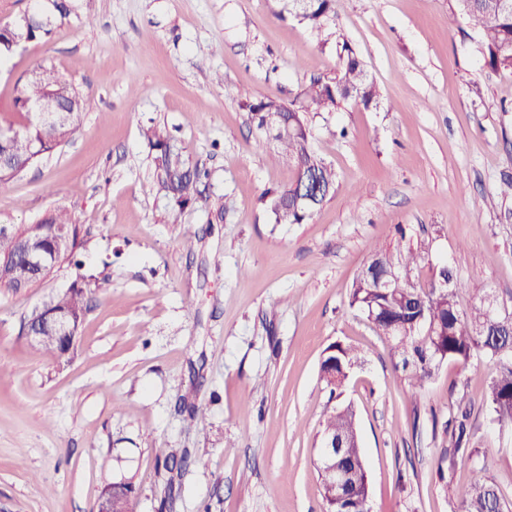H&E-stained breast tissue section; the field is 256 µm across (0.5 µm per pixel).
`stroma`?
<instances>
[{
  "instance_id": "stroma-1",
  "label": "stroma",
  "mask_w": 512,
  "mask_h": 512,
  "mask_svg": "<svg viewBox=\"0 0 512 512\" xmlns=\"http://www.w3.org/2000/svg\"><path fill=\"white\" fill-rule=\"evenodd\" d=\"M49 39L0 69V116L54 66L89 100L80 135L0 183V224L61 208L83 230L81 267L0 291V512H97L109 483H132L134 512H325L318 432L352 405L372 512H451L437 479L451 387L478 396L492 365H444L424 389L395 372L348 305L372 245L429 241L415 281L441 262L512 306V70L486 67L453 0H335L318 34L278 0H78ZM350 44L377 106L310 114L311 146L334 165L332 197L300 224L262 201L287 161L258 149L248 99L292 102L334 76ZM206 175L184 208L159 191L147 126ZM195 234L193 249L184 238ZM99 286L73 350L33 349L24 321L85 277ZM364 362L330 398L325 349ZM189 396L197 418L179 412ZM469 423L493 448L490 474L512 501V436L482 405ZM202 465L170 475L162 454Z\"/></svg>"
}]
</instances>
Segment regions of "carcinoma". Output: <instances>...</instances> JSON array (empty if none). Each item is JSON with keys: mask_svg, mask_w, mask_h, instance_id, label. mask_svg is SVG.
I'll return each instance as SVG.
<instances>
[{"mask_svg": "<svg viewBox=\"0 0 512 512\" xmlns=\"http://www.w3.org/2000/svg\"><path fill=\"white\" fill-rule=\"evenodd\" d=\"M334 0H313L300 22L321 33L333 23ZM453 16L464 18L478 34V45L485 64L494 69H512V6L506 0H454ZM50 22L41 26L20 17L13 25L0 28V64L9 57L14 39L35 40L53 32L55 22L75 13L69 0L54 5ZM336 75L316 79L306 85L299 100L288 105L275 101L247 100L256 128L265 132L267 113H279L280 132L258 141L265 147L273 140L280 154L294 169V178L286 186L265 195V204L277 224H300L309 218L334 192L336 172L311 149V132L307 114L333 112L344 102L354 100L364 107L377 103L379 92L370 80L353 49L343 45ZM54 94L64 103L66 111L53 123L37 122L30 117L28 106ZM86 99L53 67H43L38 76L27 81L14 99V112L19 120H1L0 129L12 132L10 140L0 144L7 164L0 167V183L9 182L32 166L38 157L58 144L74 139L81 130V115ZM145 135L157 150L154 166L158 185L178 207L195 200L196 183L201 177L197 168L187 167L179 157L167 151L170 136L167 130L150 127ZM315 175L318 194L306 207L297 202L306 188L309 175ZM41 223L46 227L65 226L70 232V247L57 256V263L71 260L79 245L80 227L71 222L62 209L47 213ZM18 236L0 235V289L18 292L43 280L19 250L18 238H28L31 227L17 228ZM425 260L423 247L408 245L375 246L370 249L366 272L359 273L348 292L349 306L356 309L372 325L388 350L394 369L414 389H421L437 375L444 363L469 366L475 360L491 362L493 371L481 392L482 406L502 434L512 433V323L506 327L492 324L481 289H471L472 303L463 308L459 295L466 290L453 269L443 266L436 279L424 288L412 280L413 272ZM93 289L72 286L51 298L54 308L66 312L75 325L82 323L86 301ZM40 350L61 355V340L49 331L35 344ZM333 352L320 365V379L329 393L341 389L354 369L362 364L360 354L340 343L330 345ZM465 397L456 401V410L448 418L444 432L448 447L443 449L437 468L443 489L450 494L452 512H509L512 506L504 498L489 473L488 458L492 448H481L468 424L470 409ZM334 435L344 443L339 458L346 475L345 483L331 487L321 479L326 512H371L369 479L364 462L356 413L352 406L333 409L320 423L319 435ZM470 466L471 480L465 485L455 482L458 464ZM134 488L130 483L109 484L98 498V512H133Z\"/></svg>", "mask_w": 512, "mask_h": 512, "instance_id": "carcinoma-1", "label": "carcinoma"}]
</instances>
